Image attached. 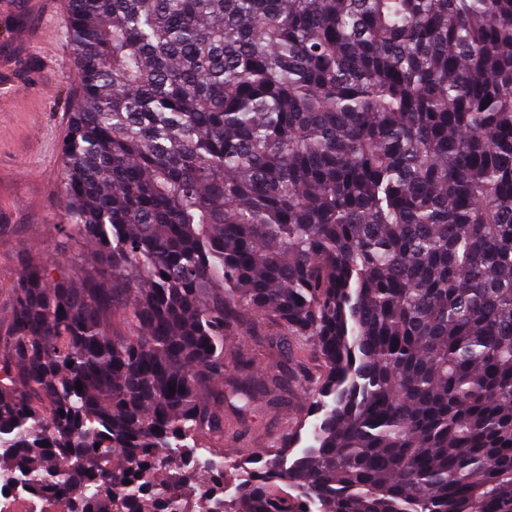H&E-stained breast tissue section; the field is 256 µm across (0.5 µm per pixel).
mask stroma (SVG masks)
<instances>
[{"mask_svg": "<svg viewBox=\"0 0 512 512\" xmlns=\"http://www.w3.org/2000/svg\"><path fill=\"white\" fill-rule=\"evenodd\" d=\"M79 83L67 0L0 4V323L24 259L68 270L91 258L63 223L62 145ZM306 408L299 389L282 406L244 418L225 411V455L260 457Z\"/></svg>", "mask_w": 512, "mask_h": 512, "instance_id": "35a3bbf8", "label": "stroma"}]
</instances>
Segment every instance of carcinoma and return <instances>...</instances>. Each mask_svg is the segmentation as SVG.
Instances as JSON below:
<instances>
[{"instance_id": "obj_1", "label": "carcinoma", "mask_w": 512, "mask_h": 512, "mask_svg": "<svg viewBox=\"0 0 512 512\" xmlns=\"http://www.w3.org/2000/svg\"><path fill=\"white\" fill-rule=\"evenodd\" d=\"M68 13L65 222L110 273L23 265L0 472L68 512H512V0ZM290 343L317 375L258 372ZM294 384L299 454L188 462Z\"/></svg>"}]
</instances>
